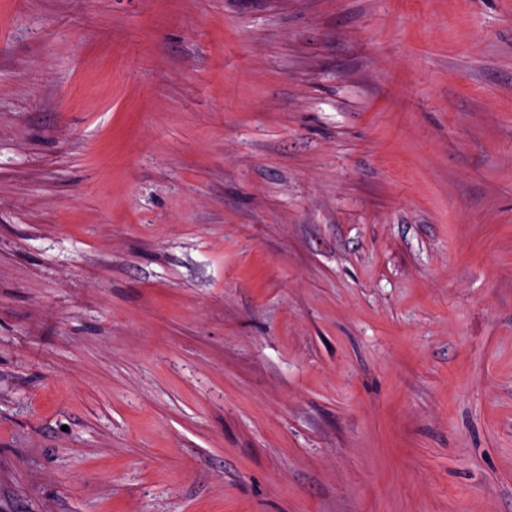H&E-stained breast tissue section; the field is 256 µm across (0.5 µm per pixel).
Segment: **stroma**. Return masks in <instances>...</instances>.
Instances as JSON below:
<instances>
[{
  "label": "stroma",
  "instance_id": "obj_1",
  "mask_svg": "<svg viewBox=\"0 0 512 512\" xmlns=\"http://www.w3.org/2000/svg\"><path fill=\"white\" fill-rule=\"evenodd\" d=\"M0 512H512V0H0Z\"/></svg>",
  "mask_w": 512,
  "mask_h": 512
}]
</instances>
